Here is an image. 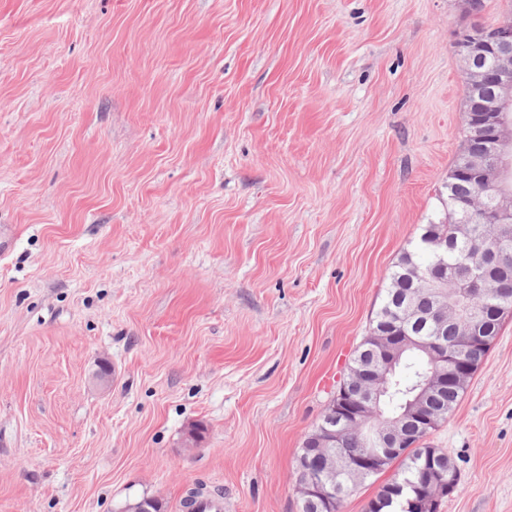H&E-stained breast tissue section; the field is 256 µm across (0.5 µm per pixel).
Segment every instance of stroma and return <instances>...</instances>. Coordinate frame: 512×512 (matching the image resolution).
Returning a JSON list of instances; mask_svg holds the SVG:
<instances>
[{"label": "stroma", "mask_w": 512, "mask_h": 512, "mask_svg": "<svg viewBox=\"0 0 512 512\" xmlns=\"http://www.w3.org/2000/svg\"><path fill=\"white\" fill-rule=\"evenodd\" d=\"M462 0H0V512H300L295 458L465 134ZM199 426L197 448L183 445ZM426 446L512 512V317Z\"/></svg>", "instance_id": "1"}]
</instances>
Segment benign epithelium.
Instances as JSON below:
<instances>
[{"mask_svg": "<svg viewBox=\"0 0 512 512\" xmlns=\"http://www.w3.org/2000/svg\"><path fill=\"white\" fill-rule=\"evenodd\" d=\"M452 48L459 59L461 72L473 95L482 100L485 120L477 124L467 119L471 130L481 133L491 142L489 152L474 160L468 172L477 176L480 194L485 201L480 211V223L489 225L496 239L506 243L512 239V191L505 178L512 171V125L503 121L502 112L512 104V14L490 27L474 25L454 34ZM431 250L439 260L417 275L422 286L448 284V261L443 258L444 242L429 240ZM500 266L495 253L482 262V271L469 274L456 282L452 295H441L432 321V331H438L442 320L452 312L461 316L469 341L482 339L487 309L473 304L476 294L488 287L487 271ZM379 363L362 376L360 382L342 383L329 401L325 416L311 433L322 448H338L346 436L356 435L362 448L352 459L331 455L320 470L306 469L305 477L297 481L299 496L311 503L326 505L338 499L336 479L347 474L362 478L375 471L388 456L400 453L404 445L400 418H380L383 385L393 372L400 355L408 349L425 352L432 365L431 373L421 387L420 398L442 388L449 381H465L473 373L461 351L450 352L435 339L411 336L401 330L378 339ZM452 489L448 477L436 472L429 477L423 496L411 501L415 512H428Z\"/></svg>", "mask_w": 512, "mask_h": 512, "instance_id": "7a95c632", "label": "benign epithelium"}]
</instances>
